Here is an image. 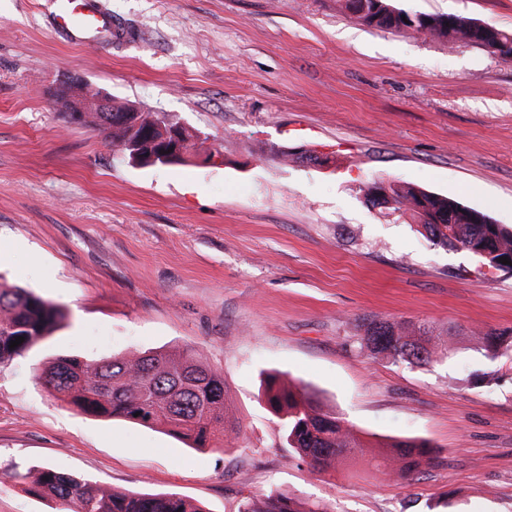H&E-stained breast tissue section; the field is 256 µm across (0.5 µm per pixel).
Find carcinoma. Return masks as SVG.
<instances>
[{
	"mask_svg": "<svg viewBox=\"0 0 512 512\" xmlns=\"http://www.w3.org/2000/svg\"><path fill=\"white\" fill-rule=\"evenodd\" d=\"M339 8L354 14L364 2L368 12L364 24L387 30L415 32L450 46L468 44L488 55L494 52L478 35L479 23L456 14H421L413 26L405 21L409 13L395 8L390 0H336ZM132 105L111 100L108 112H83L80 122L106 134L112 151L129 152L140 129L151 127L153 137L169 134L168 124L156 112H135L140 128L119 123L114 117ZM366 196L374 207L410 214L435 245L450 250H466L479 256L483 264L512 272V229L494 224L485 214L452 199L426 192L413 185H373ZM64 318L61 309L25 288L0 286V365L38 345ZM22 337L18 346L10 342ZM362 353L381 357L394 364L427 366L449 357L453 342L432 337L428 328L409 321H373L356 338ZM480 350L495 360L512 351V329L484 334ZM39 381L55 398L94 417H121L144 426H159L186 440L193 448L224 442V377L206 365L193 347L181 352H150L112 357L96 363L75 356H55L39 369ZM269 408L278 419L291 448V458L323 473L346 463L355 452L373 448V466L399 479H408L435 456L423 440L364 441L358 431L334 411L321 408L314 395L301 385H284L279 376L265 380ZM36 497L61 502L66 512H204L195 503L176 493L145 495L120 492L78 478L52 467L41 468L26 487ZM243 512H325L318 506L302 509L291 497L271 494L262 502L249 500Z\"/></svg>",
	"mask_w": 512,
	"mask_h": 512,
	"instance_id": "1",
	"label": "carcinoma"
}]
</instances>
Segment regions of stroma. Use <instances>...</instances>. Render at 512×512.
I'll return each instance as SVG.
<instances>
[{"label": "stroma", "mask_w": 512, "mask_h": 512, "mask_svg": "<svg viewBox=\"0 0 512 512\" xmlns=\"http://www.w3.org/2000/svg\"><path fill=\"white\" fill-rule=\"evenodd\" d=\"M121 29L75 45L54 0H0V283L65 318L0 365V512H62L21 474L45 466L139 494L240 512L281 492L325 512H512V273L433 245L367 205L413 184L512 228V62L362 25L336 0H99ZM512 30V0H391ZM199 131L195 158L133 167L51 92L67 79ZM323 157L320 165L309 156ZM368 320L453 337L396 366L350 346ZM195 347L224 377L236 436L190 448L52 397L42 361ZM315 393L364 440L422 439L405 482L367 456L329 473L290 459L263 379ZM479 349L490 360L497 359L505 351H512V329L487 332Z\"/></svg>", "instance_id": "1"}]
</instances>
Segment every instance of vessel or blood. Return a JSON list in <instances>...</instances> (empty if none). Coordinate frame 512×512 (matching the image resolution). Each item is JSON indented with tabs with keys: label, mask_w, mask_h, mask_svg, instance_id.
I'll return each instance as SVG.
<instances>
[{
	"label": "vessel or blood",
	"mask_w": 512,
	"mask_h": 512,
	"mask_svg": "<svg viewBox=\"0 0 512 512\" xmlns=\"http://www.w3.org/2000/svg\"><path fill=\"white\" fill-rule=\"evenodd\" d=\"M112 26L111 15L101 11L95 0H57L54 27L67 41L92 44Z\"/></svg>",
	"instance_id": "vessel-or-blood-1"
}]
</instances>
